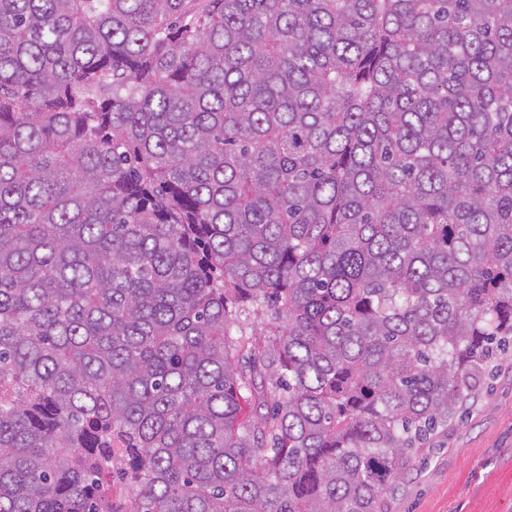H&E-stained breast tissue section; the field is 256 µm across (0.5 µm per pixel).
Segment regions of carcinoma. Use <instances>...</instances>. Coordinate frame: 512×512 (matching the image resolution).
Instances as JSON below:
<instances>
[{
    "instance_id": "obj_1",
    "label": "carcinoma",
    "mask_w": 512,
    "mask_h": 512,
    "mask_svg": "<svg viewBox=\"0 0 512 512\" xmlns=\"http://www.w3.org/2000/svg\"><path fill=\"white\" fill-rule=\"evenodd\" d=\"M510 341L512 0H0V512H388Z\"/></svg>"
}]
</instances>
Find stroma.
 <instances>
[{
  "instance_id": "stroma-1",
  "label": "stroma",
  "mask_w": 512,
  "mask_h": 512,
  "mask_svg": "<svg viewBox=\"0 0 512 512\" xmlns=\"http://www.w3.org/2000/svg\"><path fill=\"white\" fill-rule=\"evenodd\" d=\"M462 422L420 449L389 512H512V350L486 369Z\"/></svg>"
}]
</instances>
